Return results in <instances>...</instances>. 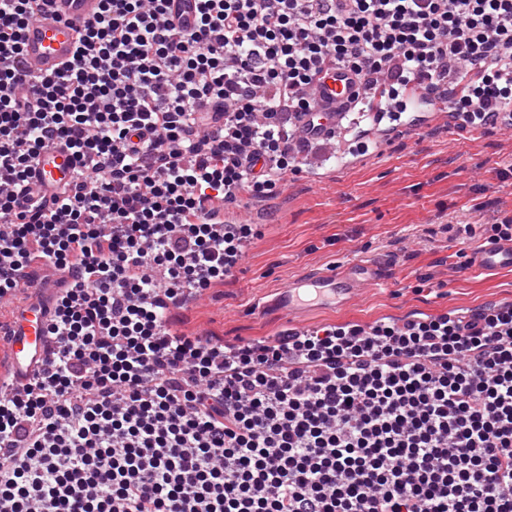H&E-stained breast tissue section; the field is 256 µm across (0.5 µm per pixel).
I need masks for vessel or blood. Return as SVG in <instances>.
Instances as JSON below:
<instances>
[{"mask_svg":"<svg viewBox=\"0 0 512 512\" xmlns=\"http://www.w3.org/2000/svg\"><path fill=\"white\" fill-rule=\"evenodd\" d=\"M99 8V0H45L42 13L23 33L24 72L30 76H45L59 71L72 59L80 32L96 17ZM357 90L353 76L339 69L322 80L316 97L328 111L337 113L345 111ZM72 171L69 151L58 144L40 152L31 181L49 190L68 182ZM470 263L486 272L512 269V240L474 248ZM386 277L385 264L361 259L335 268L314 267L278 290L269 306L286 316L290 324L300 327L310 323L316 309L353 306L365 288L385 281ZM50 298L49 288H41L19 311L7 333L10 374L15 387L27 382L51 345L47 334Z\"/></svg>","mask_w":512,"mask_h":512,"instance_id":"1","label":"vessel or blood"}]
</instances>
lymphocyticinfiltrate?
I'll list each match as a JSON object with an SVG mask.
<instances>
[{"mask_svg":"<svg viewBox=\"0 0 512 512\" xmlns=\"http://www.w3.org/2000/svg\"><path fill=\"white\" fill-rule=\"evenodd\" d=\"M43 2L0 0V298L62 275L54 347L0 391V512H512V304L229 350L166 326L254 236L225 209L331 120L329 71L511 117L512 0H101L31 77ZM52 143L73 180L35 199Z\"/></svg>","mask_w":512,"mask_h":512,"instance_id":"obj_1","label":"lymphocytic infiltrate"}]
</instances>
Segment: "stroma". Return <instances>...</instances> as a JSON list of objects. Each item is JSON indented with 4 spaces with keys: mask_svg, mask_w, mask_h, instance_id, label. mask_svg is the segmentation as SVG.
I'll list each match as a JSON object with an SVG mask.
<instances>
[{
    "mask_svg": "<svg viewBox=\"0 0 512 512\" xmlns=\"http://www.w3.org/2000/svg\"><path fill=\"white\" fill-rule=\"evenodd\" d=\"M512 134L449 128L426 116L390 131L377 150L347 156L322 178L288 173L274 198L248 201L258 233L232 273L173 310L172 328L228 345L271 340L288 322L268 308L275 289L314 265L389 259V280L348 310L322 309L314 325L374 324L512 302V270L471 268L468 249L495 241L512 220Z\"/></svg>",
    "mask_w": 512,
    "mask_h": 512,
    "instance_id": "obj_1",
    "label": "stroma"
}]
</instances>
